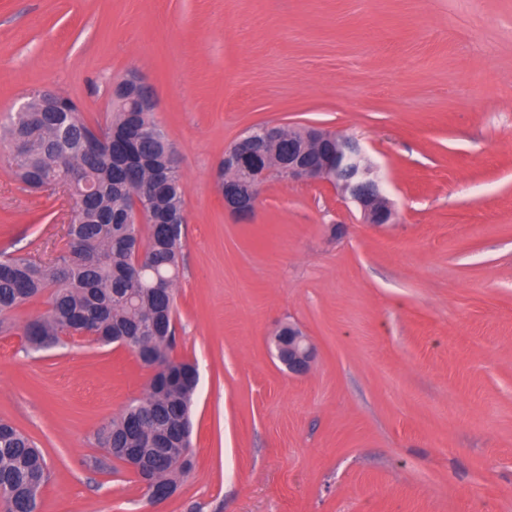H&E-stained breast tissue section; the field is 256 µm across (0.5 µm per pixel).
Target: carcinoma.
Segmentation results:
<instances>
[{
	"label": "carcinoma",
	"instance_id": "carcinoma-1",
	"mask_svg": "<svg viewBox=\"0 0 512 512\" xmlns=\"http://www.w3.org/2000/svg\"><path fill=\"white\" fill-rule=\"evenodd\" d=\"M32 111L16 112L0 127L9 144L8 167L36 190H54L60 168L70 174L76 206L64 248L49 261L0 255V324L24 303L46 298L48 311L26 325L34 349L86 334L117 343L156 370L145 400H134L105 421L97 444L112 457L122 449L169 444L152 476L175 485L190 467L191 408L198 378L192 364L172 357L175 288L179 278L184 198L181 176L168 154V138L153 112L135 101L111 99L99 132L107 143L90 145L96 132L70 98L28 97ZM145 204L147 222H136L133 196ZM47 482L41 451L12 424L0 421V485L11 495L6 512H39Z\"/></svg>",
	"mask_w": 512,
	"mask_h": 512
}]
</instances>
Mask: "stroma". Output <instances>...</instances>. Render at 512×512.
Masks as SVG:
<instances>
[{
    "mask_svg": "<svg viewBox=\"0 0 512 512\" xmlns=\"http://www.w3.org/2000/svg\"><path fill=\"white\" fill-rule=\"evenodd\" d=\"M154 89L187 224L173 355L195 364L191 466L153 502L98 446L153 371L85 338L0 330V420L41 448V512H512V0H0V122L48 88L89 124ZM356 139L397 213L273 180L253 215L215 170L248 129ZM74 201L0 165V251L49 259ZM316 349L289 374L273 331Z\"/></svg>",
    "mask_w": 512,
    "mask_h": 512,
    "instance_id": "obj_1",
    "label": "stroma"
}]
</instances>
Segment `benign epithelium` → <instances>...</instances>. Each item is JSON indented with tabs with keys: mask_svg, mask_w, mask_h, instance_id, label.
<instances>
[{
	"mask_svg": "<svg viewBox=\"0 0 512 512\" xmlns=\"http://www.w3.org/2000/svg\"><path fill=\"white\" fill-rule=\"evenodd\" d=\"M112 95L132 97L146 112L156 109L152 86L137 73L116 83ZM286 129L284 125H264L240 136L224 150V209L237 217L251 215L264 185L271 175L284 181L327 182L347 195L360 209L365 223H391L394 212L380 186L375 168L366 159L359 144L328 130L305 127L301 138L292 143L288 154L272 157V165L262 169L243 171L240 166L244 154H266L267 146ZM332 150L324 151V145ZM274 355L293 375L306 373L314 359L315 350L294 324H288V335L275 337ZM146 488L158 500L164 501L175 492L170 485H161L141 478Z\"/></svg>",
	"mask_w": 512,
	"mask_h": 512,
	"instance_id": "benign-epithelium-1",
	"label": "benign epithelium"
}]
</instances>
